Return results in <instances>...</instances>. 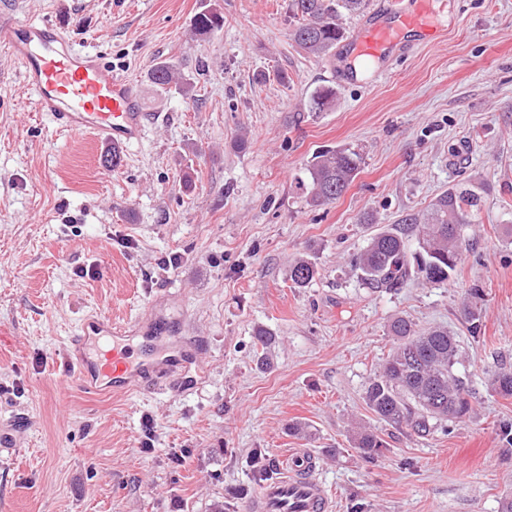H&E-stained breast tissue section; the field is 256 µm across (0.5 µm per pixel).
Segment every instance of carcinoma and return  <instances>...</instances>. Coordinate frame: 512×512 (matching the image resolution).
I'll return each mask as SVG.
<instances>
[{"mask_svg": "<svg viewBox=\"0 0 512 512\" xmlns=\"http://www.w3.org/2000/svg\"><path fill=\"white\" fill-rule=\"evenodd\" d=\"M367 0H290L289 9L294 27L289 39L309 55L323 58L331 55L344 38L340 24L344 15L360 14ZM224 25V17L209 4L197 13L192 33L206 38ZM151 83L160 90L181 79L178 68L160 61L149 74ZM336 90L330 85L313 94L310 109L324 112L335 108ZM361 166L358 153L347 149H328L313 156L302 182L307 204L319 207L339 199L357 177ZM481 194L471 187L453 185L438 195L423 211H410L387 230L373 234L357 254L355 268L360 281L374 291L402 287L412 278L444 285L458 271L463 250L469 246L463 230L472 223L479 209ZM317 274L314 263L300 259L289 270L294 288L308 286ZM479 297L463 306L469 331H481L483 310ZM395 346L382 364L378 375L365 391V401L377 418L389 425L411 429L427 436L447 423L470 414V390L465 378L456 372L462 350L456 337L448 330L434 327L417 331L403 316L389 323ZM488 386L496 394L512 397V371L492 375ZM356 448L368 460L380 457L386 444L373 431L361 428L356 432ZM252 468L259 484L268 482L274 463L262 451H255Z\"/></svg>", "mask_w": 512, "mask_h": 512, "instance_id": "1", "label": "carcinoma"}]
</instances>
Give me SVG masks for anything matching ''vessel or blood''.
Segmentation results:
<instances>
[{"instance_id":"1","label":"vessel or blood","mask_w":512,"mask_h":512,"mask_svg":"<svg viewBox=\"0 0 512 512\" xmlns=\"http://www.w3.org/2000/svg\"><path fill=\"white\" fill-rule=\"evenodd\" d=\"M428 4L429 0H371L345 45L347 53L377 70L408 50L411 34L428 41L441 39L443 31L431 19ZM0 52L18 65L38 111L60 131L118 147L141 139L148 116L141 110L136 84L114 75L97 51L76 45L57 24L1 20ZM160 332L156 317L149 313L121 325L101 314L85 317L68 341L67 366L89 396L108 389L128 394L160 386L198 351L196 342L188 340L138 356L126 343L135 335L149 344ZM309 466L307 458L294 456L284 477L262 487L249 512H329L330 502Z\"/></svg>"}]
</instances>
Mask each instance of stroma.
I'll list each match as a JSON object with an SVG mask.
<instances>
[{"label":"stroma","mask_w":512,"mask_h":512,"mask_svg":"<svg viewBox=\"0 0 512 512\" xmlns=\"http://www.w3.org/2000/svg\"><path fill=\"white\" fill-rule=\"evenodd\" d=\"M205 2L0 0V18H51L93 46L137 82L150 118L110 168L111 146L59 134L0 53V420L13 419L17 445L0 453V512H246L258 448L280 466L314 456L332 512H499L512 398L487 381L512 369V0H436L444 39L359 85L343 53L295 46L288 0H216L224 25L200 40ZM162 60L189 93L155 89ZM321 85L337 106L310 111ZM339 147L361 154L360 172L311 207L305 168ZM455 183L484 205L453 281L362 288L353 259L367 239ZM366 212L374 223H360ZM302 257L318 274L295 288ZM474 291L476 338L461 314ZM149 308L171 342L198 340L200 359L164 390L83 394L68 336L87 315L122 323ZM396 314L462 346L473 411L447 431L416 436L365 403ZM360 424L383 457H361Z\"/></svg>","instance_id":"35a3bbf8"}]
</instances>
